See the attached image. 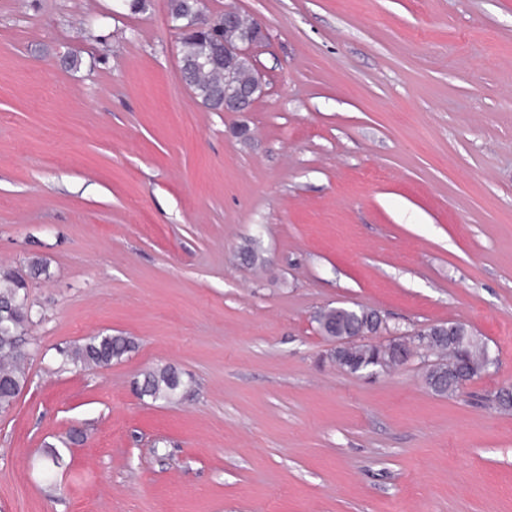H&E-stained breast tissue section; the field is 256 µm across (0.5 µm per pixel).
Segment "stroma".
<instances>
[{
    "instance_id": "stroma-1",
    "label": "stroma",
    "mask_w": 512,
    "mask_h": 512,
    "mask_svg": "<svg viewBox=\"0 0 512 512\" xmlns=\"http://www.w3.org/2000/svg\"><path fill=\"white\" fill-rule=\"evenodd\" d=\"M229 5L266 27L247 112L193 98L161 0H0V269L31 311L0 512H512V0ZM340 304L496 363L454 397L417 358L346 372ZM100 333L136 347L60 369ZM168 364L191 395L140 398ZM366 318L361 310L350 307H336L318 319L322 332L328 336L350 333L365 325Z\"/></svg>"
}]
</instances>
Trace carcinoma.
Segmentation results:
<instances>
[{
  "label": "carcinoma",
  "mask_w": 512,
  "mask_h": 512,
  "mask_svg": "<svg viewBox=\"0 0 512 512\" xmlns=\"http://www.w3.org/2000/svg\"><path fill=\"white\" fill-rule=\"evenodd\" d=\"M181 57L191 66L188 74L189 84L196 97L209 105L212 111L221 109L214 99L217 77L224 62L213 55L209 39L193 30L185 31L181 38ZM24 279L11 272H0V412L8 411L16 397L27 384V358L16 354L18 340L25 335L26 325L31 320L22 298ZM364 313L358 309L340 306L333 312L321 316L319 325L328 336L349 333L365 325ZM454 332L466 341L467 360L475 368L482 367L486 357L483 343L473 337L462 323L455 324ZM135 349V342L129 336L105 334L90 336L60 350L61 364L80 367H99L103 364L119 362ZM403 349L392 346L386 350L373 347H359L347 352L349 366L353 373L362 372L373 366L377 359L394 360ZM445 364H430L425 372L427 386L439 396H453L455 390L445 378ZM141 397L154 402L171 403L184 398L189 393L183 373L172 365L153 368L143 374V380L137 383Z\"/></svg>",
  "instance_id": "cac0c4a2"
}]
</instances>
